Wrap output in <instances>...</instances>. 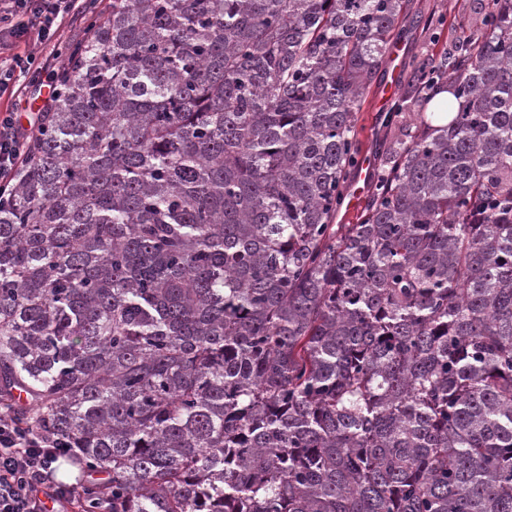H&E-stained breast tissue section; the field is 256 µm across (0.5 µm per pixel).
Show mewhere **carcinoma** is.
<instances>
[{"mask_svg": "<svg viewBox=\"0 0 512 512\" xmlns=\"http://www.w3.org/2000/svg\"><path fill=\"white\" fill-rule=\"evenodd\" d=\"M410 2L112 0L71 45L0 197V403L82 512H512V0L412 61L336 223Z\"/></svg>", "mask_w": 512, "mask_h": 512, "instance_id": "cac0c4a2", "label": "carcinoma"}]
</instances>
